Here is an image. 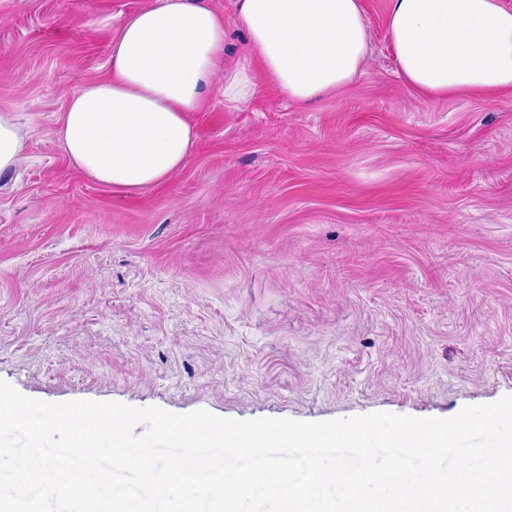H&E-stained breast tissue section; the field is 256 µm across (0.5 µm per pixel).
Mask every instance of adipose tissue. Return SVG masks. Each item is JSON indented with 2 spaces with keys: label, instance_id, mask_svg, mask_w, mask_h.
Segmentation results:
<instances>
[{
  "label": "adipose tissue",
  "instance_id": "obj_1",
  "mask_svg": "<svg viewBox=\"0 0 512 512\" xmlns=\"http://www.w3.org/2000/svg\"><path fill=\"white\" fill-rule=\"evenodd\" d=\"M244 57L224 64V18L203 0H157L126 17L110 75L69 98L57 135L89 180L139 192L176 173L194 143L216 74L224 101L247 102L263 70L296 104L350 85L369 53L359 0H238ZM391 48L404 82L432 98L512 90V9L501 0H389Z\"/></svg>",
  "mask_w": 512,
  "mask_h": 512
}]
</instances>
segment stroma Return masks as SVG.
<instances>
[{
    "mask_svg": "<svg viewBox=\"0 0 512 512\" xmlns=\"http://www.w3.org/2000/svg\"><path fill=\"white\" fill-rule=\"evenodd\" d=\"M153 0H0V379L48 402L320 421L449 418L512 395V92L427 98L361 0L370 56L295 104L216 75L184 166L136 193L95 184L57 131L107 77L119 23ZM224 61L247 38L236 0ZM23 147V137L12 118L0 113V176L15 169Z\"/></svg>",
    "mask_w": 512,
    "mask_h": 512,
    "instance_id": "1",
    "label": "stroma"
}]
</instances>
